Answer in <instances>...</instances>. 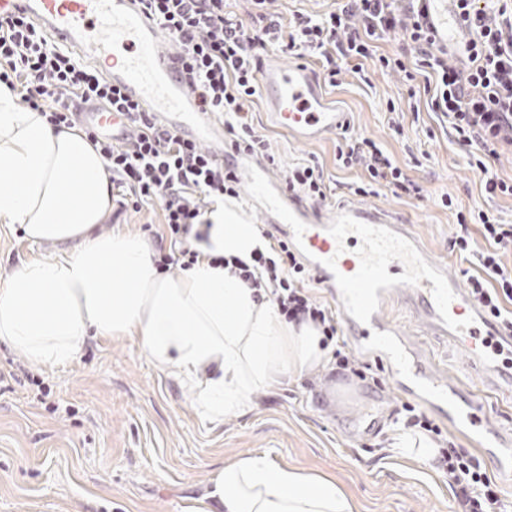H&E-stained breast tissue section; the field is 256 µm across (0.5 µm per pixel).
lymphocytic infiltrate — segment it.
Segmentation results:
<instances>
[{"mask_svg": "<svg viewBox=\"0 0 512 512\" xmlns=\"http://www.w3.org/2000/svg\"><path fill=\"white\" fill-rule=\"evenodd\" d=\"M144 11L169 35L170 55L178 59L186 84L201 97L204 111L222 119L233 147L267 157L264 137L253 126L260 95L261 53L277 49L312 58L318 74L338 86L343 65L375 60L380 69L404 74L409 95L424 93L427 111L441 113L457 143L472 157L482 197L512 198V178L490 168L501 152H512V0H455L469 23L462 45L438 46L430 30L424 0H336L334 10L314 18L294 12L290 22L270 12L271 0H247L248 21L227 15L224 0H139ZM399 33L400 46L377 54L376 43ZM0 83L15 91L30 109L56 128L76 125L82 105L101 103L125 117L126 141L115 142L94 131L86 136L112 174V191L123 206L138 210L159 203L168 251L154 261L158 268L188 269L199 259L218 267L223 257H204L197 242L207 206L239 195V178L200 144L165 128L152 113L107 80L100 68L79 61L56 45L41 26L25 16L0 15ZM336 165L359 169V196L385 188L395 195L420 194L387 149L373 140L343 133ZM288 186L305 196L326 200L323 165L316 160L290 167ZM442 207L455 211L458 231L450 249L476 266L467 274L468 293L512 330V266L503 255L512 251V224L489 210L458 207L451 195ZM479 225L472 236L471 225ZM240 277L261 291L279 314L291 321L312 322L325 341L336 344L337 368L365 378L363 365L338 341L336 319L312 296L307 271L287 240L256 253L252 264L238 263ZM459 512H512L498 483L477 457L449 444L439 459Z\"/></svg>", "mask_w": 512, "mask_h": 512, "instance_id": "f902f5d3", "label": "lymphocytic infiltrate"}]
</instances>
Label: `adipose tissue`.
<instances>
[{
	"instance_id": "ef3b65f1",
	"label": "adipose tissue",
	"mask_w": 512,
	"mask_h": 512,
	"mask_svg": "<svg viewBox=\"0 0 512 512\" xmlns=\"http://www.w3.org/2000/svg\"><path fill=\"white\" fill-rule=\"evenodd\" d=\"M111 187L83 132L53 128L0 84V224L34 244H78L0 277V341L54 366L74 360L87 339L139 337L159 368L194 385L211 420L245 412L256 390L323 360L312 323L286 321L231 267L209 264L212 255L248 263L266 250L238 210L210 212L203 260L165 273L145 238L98 233ZM209 497V512H356L335 479L263 455L223 467Z\"/></svg>"
}]
</instances>
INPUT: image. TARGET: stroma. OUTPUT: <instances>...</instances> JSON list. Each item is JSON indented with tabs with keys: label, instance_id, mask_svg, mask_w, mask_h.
Wrapping results in <instances>:
<instances>
[{
	"label": "stroma",
	"instance_id": "obj_1",
	"mask_svg": "<svg viewBox=\"0 0 512 512\" xmlns=\"http://www.w3.org/2000/svg\"><path fill=\"white\" fill-rule=\"evenodd\" d=\"M365 70L364 80L344 70L340 86L324 94L348 112L352 133L384 146L423 189L421 196L401 198L384 189L365 197V204L408 219L454 270L466 268L450 250L457 220L439 206L440 196L450 194L466 208L484 206L506 224H512V199H483L478 172L439 114L405 113L404 134L396 136L387 124L386 103L405 97L406 83L370 61ZM264 112V105L256 106L253 124L278 162L277 174L318 159L332 190L328 207L352 200L347 185L357 174L336 167L338 135L297 142L271 127ZM103 228L140 234L156 249L164 231L162 210L156 203L138 213L115 209ZM53 251L0 227V275ZM390 314L434 356L447 379H465L462 352L422 334L401 309ZM356 358L370 365V379L337 371L328 356L312 372L258 392L247 414L213 423L204 420L193 389L157 367L139 338L87 340L63 366L32 365L0 343V512H188L220 466L252 454L336 478L359 512H456L448 480L435 463L390 450L404 405L426 415H432L430 407L397 391L374 356L360 352ZM380 394L387 398L383 409L367 417L369 403ZM432 417L439 446L452 439L467 446L446 418Z\"/></svg>",
	"mask_w": 512,
	"mask_h": 512
}]
</instances>
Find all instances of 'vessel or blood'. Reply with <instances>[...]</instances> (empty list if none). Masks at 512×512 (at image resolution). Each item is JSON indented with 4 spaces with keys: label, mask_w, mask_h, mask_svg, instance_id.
I'll return each mask as SVG.
<instances>
[{
    "label": "vessel or blood",
    "mask_w": 512,
    "mask_h": 512,
    "mask_svg": "<svg viewBox=\"0 0 512 512\" xmlns=\"http://www.w3.org/2000/svg\"><path fill=\"white\" fill-rule=\"evenodd\" d=\"M436 42L454 43L463 26L448 0H427ZM22 12L60 46L99 65L108 80L183 138L207 143L236 172L246 174L250 201L263 223L282 228L289 245L342 312L354 346L385 362L391 383L464 427L472 445L491 451L497 474L512 481V429L503 427L490 400L512 398V332L459 287L447 259L437 257L412 225L360 202L327 210L283 185L267 162L227 154L224 127L204 112L196 92L178 75L167 33L136 0H0V14ZM260 83L266 117L300 141L344 128V113L327 106L311 71L299 64L264 66ZM83 120L112 138L128 130L100 108ZM401 289V305L428 335L462 350L469 363L465 387L443 380L420 350L407 349L387 314V299Z\"/></svg>",
    "instance_id": "vessel-or-blood-1"
}]
</instances>
